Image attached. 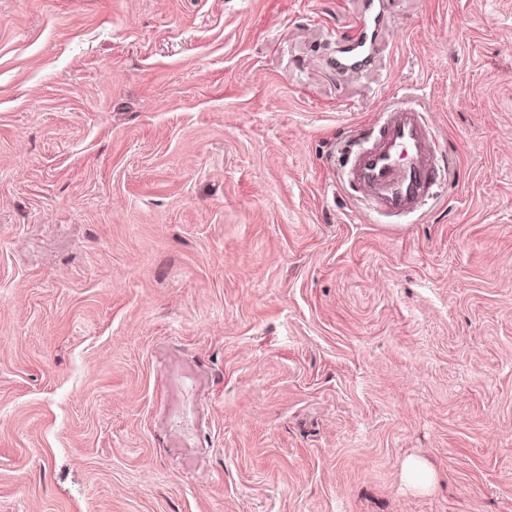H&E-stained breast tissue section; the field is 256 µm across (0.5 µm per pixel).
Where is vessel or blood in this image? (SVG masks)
I'll return each mask as SVG.
<instances>
[{
	"label": "vessel or blood",
	"mask_w": 512,
	"mask_h": 512,
	"mask_svg": "<svg viewBox=\"0 0 512 512\" xmlns=\"http://www.w3.org/2000/svg\"><path fill=\"white\" fill-rule=\"evenodd\" d=\"M383 21L378 0H365L360 22L345 38L340 68L357 69L369 62ZM377 126L357 148L345 151L346 180L363 190L377 213L402 218L421 207L435 179L436 143L421 110L411 106L387 107Z\"/></svg>",
	"instance_id": "1"
}]
</instances>
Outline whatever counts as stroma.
Returning <instances> with one entry per match:
<instances>
[{
    "instance_id": "35a3bbf8",
    "label": "stroma",
    "mask_w": 512,
    "mask_h": 512,
    "mask_svg": "<svg viewBox=\"0 0 512 512\" xmlns=\"http://www.w3.org/2000/svg\"><path fill=\"white\" fill-rule=\"evenodd\" d=\"M361 2L0 0V512H512V0ZM377 2V3H376ZM361 20L345 38L347 56L336 62L343 69H357L369 62L371 48L384 21L381 0H366ZM381 115L377 132L343 153L345 176L377 213L402 218L421 207L435 180L436 143L421 110L395 105Z\"/></svg>"
}]
</instances>
